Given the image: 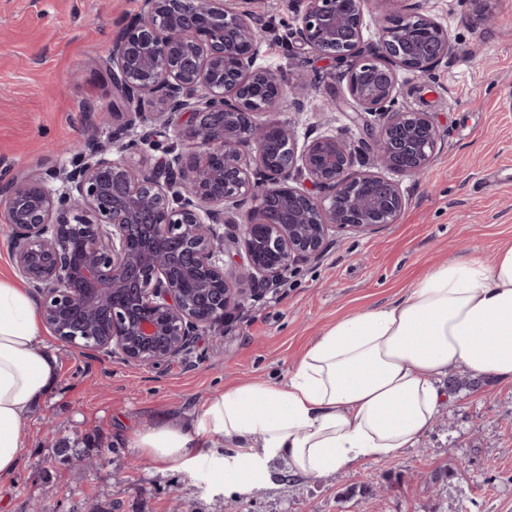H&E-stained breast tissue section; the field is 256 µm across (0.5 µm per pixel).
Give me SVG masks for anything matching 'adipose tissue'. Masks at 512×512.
<instances>
[{
  "mask_svg": "<svg viewBox=\"0 0 512 512\" xmlns=\"http://www.w3.org/2000/svg\"><path fill=\"white\" fill-rule=\"evenodd\" d=\"M512 384V242L492 261H448L395 303L340 319L284 382L225 387L187 418L134 432L130 447L167 470L222 463L224 488L271 479L270 464L320 477L415 447L452 400L449 373ZM58 377L29 292L0 278V478L15 473L21 429ZM227 447L216 458L214 441Z\"/></svg>",
  "mask_w": 512,
  "mask_h": 512,
  "instance_id": "ef3b65f1",
  "label": "adipose tissue"
}]
</instances>
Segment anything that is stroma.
Masks as SVG:
<instances>
[{"label":"stroma","instance_id":"1","mask_svg":"<svg viewBox=\"0 0 512 512\" xmlns=\"http://www.w3.org/2000/svg\"><path fill=\"white\" fill-rule=\"evenodd\" d=\"M141 0H0V161L28 174L51 166L52 146L91 129L87 106L109 103L102 66L122 20ZM420 10L448 29L455 52L433 74H399L401 105L433 114L442 146L423 177H402L397 223L337 238L258 302L200 336L187 359L154 368L84 355L52 333L57 381L23 422L28 448L0 479V512H512V388L483 378L456 394L416 447L313 477L272 467L271 482L226 494L220 473L159 471L129 448L130 435L163 416L188 415L224 386L281 381L336 319L399 301L434 265L491 259L512 241V0L476 20L470 0H364L363 34L376 42L385 15ZM275 36L264 66L306 85L316 110L300 135L335 130L359 140L329 103L346 92L335 63L283 42L291 0H259ZM71 445L59 457V442ZM106 452L88 466L87 457ZM377 488L376 496L361 492Z\"/></svg>","mask_w":512,"mask_h":512}]
</instances>
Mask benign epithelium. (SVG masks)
Returning a JSON list of instances; mask_svg holds the SVG:
<instances>
[{
    "mask_svg": "<svg viewBox=\"0 0 512 512\" xmlns=\"http://www.w3.org/2000/svg\"><path fill=\"white\" fill-rule=\"evenodd\" d=\"M237 2L142 0L103 60L108 139L43 176L0 167L17 277L79 352L147 368L190 353L336 235L396 223L393 175L424 174L441 147L432 113L398 102L399 71L428 76L455 52L433 17L384 19L368 53L361 0H296L294 43L344 67L336 109L366 133L301 142L274 113H302L303 88L260 65L267 25Z\"/></svg>",
    "mask_w": 512,
    "mask_h": 512,
    "instance_id": "benign-epithelium-1",
    "label": "benign epithelium"
}]
</instances>
